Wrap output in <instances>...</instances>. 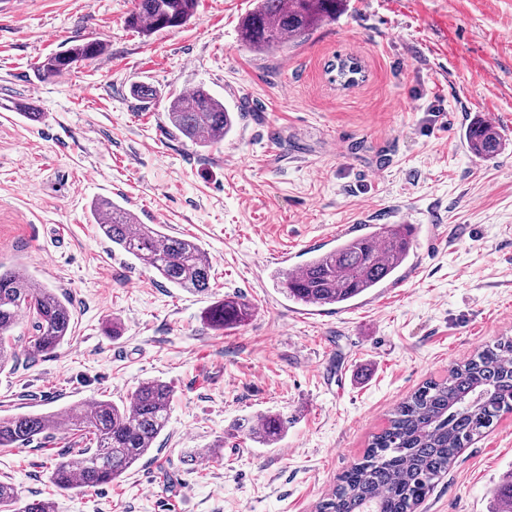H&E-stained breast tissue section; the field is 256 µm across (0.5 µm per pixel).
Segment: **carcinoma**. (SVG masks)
Returning a JSON list of instances; mask_svg holds the SVG:
<instances>
[{"instance_id":"cac0c4a2","label":"carcinoma","mask_w":512,"mask_h":512,"mask_svg":"<svg viewBox=\"0 0 512 512\" xmlns=\"http://www.w3.org/2000/svg\"><path fill=\"white\" fill-rule=\"evenodd\" d=\"M129 24L147 34L182 27L193 17L197 0H134ZM346 0H257L241 21L240 39L255 52L288 48L309 38L321 25L336 21ZM104 45L88 41L53 53L38 66L50 80L80 62L101 55ZM167 116L173 128L200 148L224 140L236 115L204 86L174 97ZM465 139L470 153L490 158L504 149L496 126L471 122ZM94 223L112 245L178 288L202 293L210 288L211 263L193 239L169 235L160 224H144L110 198L89 206ZM413 232L408 224L382 225L365 237L346 238L336 247L312 254L305 267L276 275L286 298L302 306H344L393 277L409 260ZM34 316V355L53 353L72 334L69 300L16 269L0 270V371L18 361L11 350L12 330L24 312ZM251 315L241 296L214 302L205 313L216 330L243 325ZM173 391L160 380L136 388L130 404L96 399L67 417L60 411L23 412L0 418V447L21 448L53 431L85 432L90 446L58 454L51 478L61 491L110 484L152 450L165 430ZM512 412V336L485 345L449 370L448 378L428 381L400 402L386 426L373 436L363 459L339 478L318 512H415L434 480L447 472L462 450ZM237 430L265 445L278 444L288 419L269 414L245 419ZM0 512H54L42 499H23L18 488L0 481Z\"/></svg>"}]
</instances>
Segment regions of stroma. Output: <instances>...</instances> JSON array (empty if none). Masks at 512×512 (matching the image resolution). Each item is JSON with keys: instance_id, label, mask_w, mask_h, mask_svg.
<instances>
[{"instance_id": "stroma-1", "label": "stroma", "mask_w": 512, "mask_h": 512, "mask_svg": "<svg viewBox=\"0 0 512 512\" xmlns=\"http://www.w3.org/2000/svg\"><path fill=\"white\" fill-rule=\"evenodd\" d=\"M253 7L198 0L186 26L150 35L129 25L132 0L0 9V265L69 297L74 313L69 341L33 359L22 314L0 417L127 403L152 379L173 391L151 454L109 485L55 488L68 431L0 448V480L54 512H316L399 402L512 336V0H347L307 42L267 53L239 37ZM91 40L101 56L37 78L45 57ZM339 57L361 64L356 85L333 80ZM136 84L156 100H135ZM201 84L239 114L206 149L166 112ZM478 115L505 142L489 159L466 147ZM98 197L196 239L209 290L174 287L113 249L89 215ZM346 224L415 225L411 264L345 308L288 301L273 279L290 267L283 250H329L325 235ZM228 295L246 297L251 316L213 329L204 313ZM269 413L290 420L278 444L236 432ZM511 478L508 413L417 512H499Z\"/></svg>"}]
</instances>
